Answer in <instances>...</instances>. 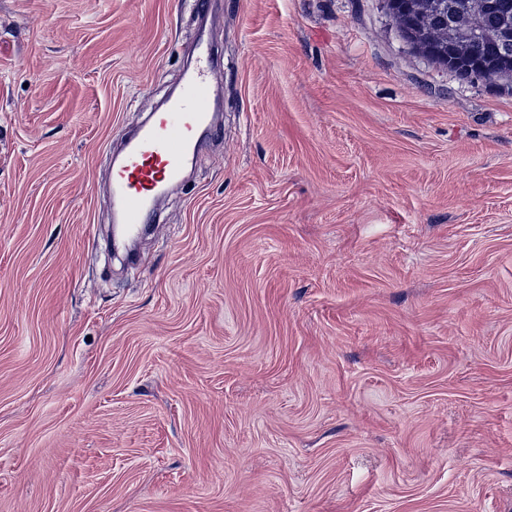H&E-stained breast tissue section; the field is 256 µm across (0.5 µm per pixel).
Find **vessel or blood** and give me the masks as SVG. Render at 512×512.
Instances as JSON below:
<instances>
[{
    "label": "vessel or blood",
    "instance_id": "b4317fda",
    "mask_svg": "<svg viewBox=\"0 0 512 512\" xmlns=\"http://www.w3.org/2000/svg\"><path fill=\"white\" fill-rule=\"evenodd\" d=\"M197 63L182 74L181 89L127 139L111 165L114 223L136 236L158 198L180 182L185 163L196 157L215 130L211 90L221 72L211 66L213 44L196 43Z\"/></svg>",
    "mask_w": 512,
    "mask_h": 512
}]
</instances>
